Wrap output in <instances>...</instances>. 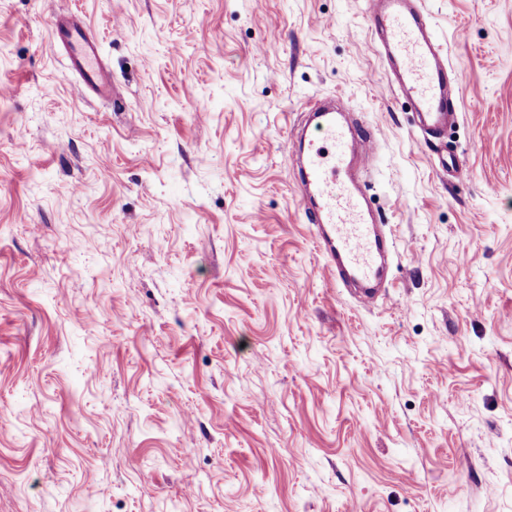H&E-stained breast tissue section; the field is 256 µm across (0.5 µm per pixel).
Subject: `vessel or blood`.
Masks as SVG:
<instances>
[{
  "instance_id": "obj_1",
  "label": "vessel or blood",
  "mask_w": 512,
  "mask_h": 512,
  "mask_svg": "<svg viewBox=\"0 0 512 512\" xmlns=\"http://www.w3.org/2000/svg\"><path fill=\"white\" fill-rule=\"evenodd\" d=\"M366 13L379 51L393 62L392 84L416 112L421 131L428 136L445 131L458 113L448 97V63L419 0H366ZM53 28L67 51L77 95H107L109 79L83 22L58 17ZM296 152L305 214L320 228L315 242L331 281L359 283L361 302L372 305L393 244L378 235L354 170L373 164L375 137L368 127L349 122L342 101L316 103L306 109Z\"/></svg>"
}]
</instances>
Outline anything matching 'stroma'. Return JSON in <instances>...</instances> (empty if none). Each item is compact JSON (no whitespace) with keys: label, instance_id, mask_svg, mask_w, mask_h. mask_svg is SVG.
Instances as JSON below:
<instances>
[{"label":"stroma","instance_id":"1","mask_svg":"<svg viewBox=\"0 0 512 512\" xmlns=\"http://www.w3.org/2000/svg\"><path fill=\"white\" fill-rule=\"evenodd\" d=\"M423 6L431 144L364 0H0V512H512V0ZM320 97L376 137L370 308L292 172ZM53 28L57 43L67 51L68 68L76 76L74 89L78 96H105L110 91L108 76L103 69L96 42L90 39L82 21L56 17Z\"/></svg>","mask_w":512,"mask_h":512}]
</instances>
